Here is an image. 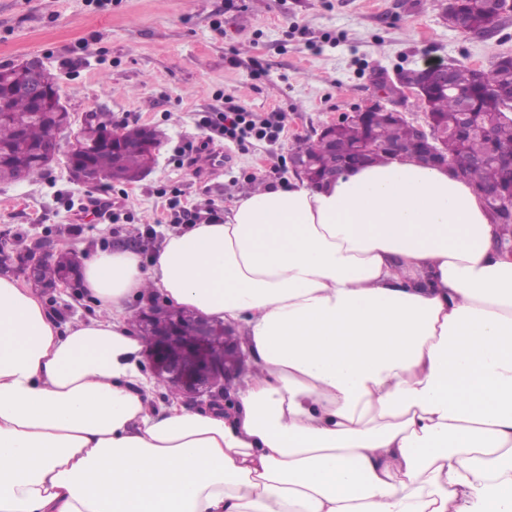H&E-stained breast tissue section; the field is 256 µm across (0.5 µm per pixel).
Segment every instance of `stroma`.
Instances as JSON below:
<instances>
[{"label":"stroma","mask_w":512,"mask_h":512,"mask_svg":"<svg viewBox=\"0 0 512 512\" xmlns=\"http://www.w3.org/2000/svg\"><path fill=\"white\" fill-rule=\"evenodd\" d=\"M510 53L512 13L472 35L443 22L439 0H0V65L40 55L75 120L164 135L152 173L110 183L112 218L84 214L99 190L71 182L61 157L0 184V247L50 240L89 255L123 243L151 258L186 229L184 208L221 215L258 183L294 178L296 143L362 106L380 76L448 62L487 70ZM233 104L257 121L283 114L281 139L225 148L206 121ZM41 298L62 325L96 313L79 284Z\"/></svg>","instance_id":"stroma-1"}]
</instances>
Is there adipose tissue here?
Instances as JSON below:
<instances>
[{
  "label": "adipose tissue",
  "instance_id": "obj_1",
  "mask_svg": "<svg viewBox=\"0 0 512 512\" xmlns=\"http://www.w3.org/2000/svg\"><path fill=\"white\" fill-rule=\"evenodd\" d=\"M451 167L294 180L82 259L58 326L0 276V512H512V259ZM237 327L226 410L147 397L128 304Z\"/></svg>",
  "mask_w": 512,
  "mask_h": 512
}]
</instances>
